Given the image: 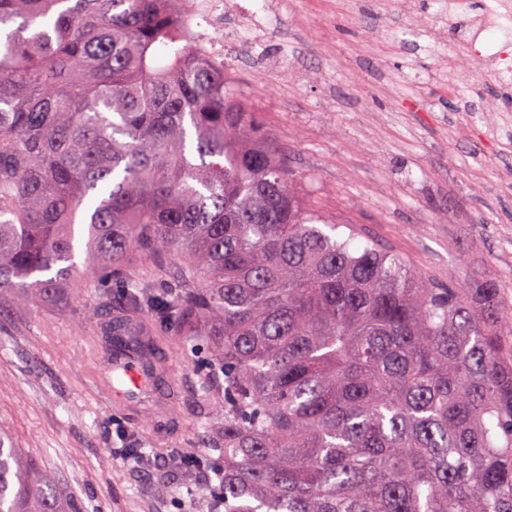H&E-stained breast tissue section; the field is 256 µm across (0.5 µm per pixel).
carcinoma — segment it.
Here are the masks:
<instances>
[{
    "mask_svg": "<svg viewBox=\"0 0 512 512\" xmlns=\"http://www.w3.org/2000/svg\"><path fill=\"white\" fill-rule=\"evenodd\" d=\"M177 4L0 0V293L111 272L112 361L150 380L142 305L208 340L210 512H512L501 288L322 222ZM143 257L160 280L132 275ZM4 444L0 512H62Z\"/></svg>",
    "mask_w": 512,
    "mask_h": 512,
    "instance_id": "1",
    "label": "carcinoma"
}]
</instances>
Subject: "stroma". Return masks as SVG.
<instances>
[{
    "label": "stroma",
    "mask_w": 512,
    "mask_h": 512,
    "mask_svg": "<svg viewBox=\"0 0 512 512\" xmlns=\"http://www.w3.org/2000/svg\"><path fill=\"white\" fill-rule=\"evenodd\" d=\"M208 2L181 9L307 207L440 283L495 280L512 307V81L461 66L490 0L450 17L441 0H223L209 24ZM84 278L0 302V433L71 512H205L207 476L185 462L212 424L197 406L205 342L185 353L168 323L163 376L126 400L101 332L122 284ZM131 442L149 466L127 463Z\"/></svg>",
    "instance_id": "35a3bbf8"
}]
</instances>
